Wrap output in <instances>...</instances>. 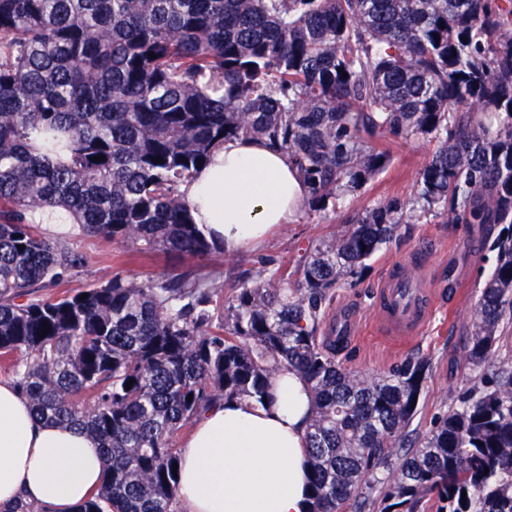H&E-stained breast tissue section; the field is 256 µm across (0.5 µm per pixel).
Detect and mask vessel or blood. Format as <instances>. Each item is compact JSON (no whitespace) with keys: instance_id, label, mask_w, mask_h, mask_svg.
Segmentation results:
<instances>
[{"instance_id":"1","label":"vessel or blood","mask_w":512,"mask_h":512,"mask_svg":"<svg viewBox=\"0 0 512 512\" xmlns=\"http://www.w3.org/2000/svg\"><path fill=\"white\" fill-rule=\"evenodd\" d=\"M379 304L387 326L401 336L416 332L430 315L422 282L402 271L387 279L379 294Z\"/></svg>"}]
</instances>
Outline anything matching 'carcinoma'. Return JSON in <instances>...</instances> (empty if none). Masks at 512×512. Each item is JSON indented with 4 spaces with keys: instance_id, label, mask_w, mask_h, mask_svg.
Wrapping results in <instances>:
<instances>
[{
    "instance_id": "carcinoma-1",
    "label": "carcinoma",
    "mask_w": 512,
    "mask_h": 512,
    "mask_svg": "<svg viewBox=\"0 0 512 512\" xmlns=\"http://www.w3.org/2000/svg\"><path fill=\"white\" fill-rule=\"evenodd\" d=\"M238 138L287 153L314 208L387 166L372 140L438 142L415 203L496 258L469 310L476 379L425 435L429 364L367 379L324 332L334 289L408 223L397 198L227 300L194 269L39 295L84 262L38 229L47 208L137 254L223 251L180 188ZM511 332L512 0H0V372L98 440L81 512H181L174 436L263 402L282 368L311 396L305 512H512Z\"/></svg>"
}]
</instances>
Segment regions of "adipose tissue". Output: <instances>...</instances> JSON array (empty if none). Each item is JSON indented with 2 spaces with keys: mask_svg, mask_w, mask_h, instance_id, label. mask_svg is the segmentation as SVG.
I'll return each mask as SVG.
<instances>
[{
  "mask_svg": "<svg viewBox=\"0 0 512 512\" xmlns=\"http://www.w3.org/2000/svg\"><path fill=\"white\" fill-rule=\"evenodd\" d=\"M182 191L204 235L230 253L261 244L308 195L285 153L250 139L218 147ZM310 410L293 370L276 375L265 404L210 407L180 444L183 512H305ZM103 471L93 436L37 419L13 382L0 378V512L21 503L79 512Z\"/></svg>",
  "mask_w": 512,
  "mask_h": 512,
  "instance_id": "1",
  "label": "adipose tissue"
}]
</instances>
